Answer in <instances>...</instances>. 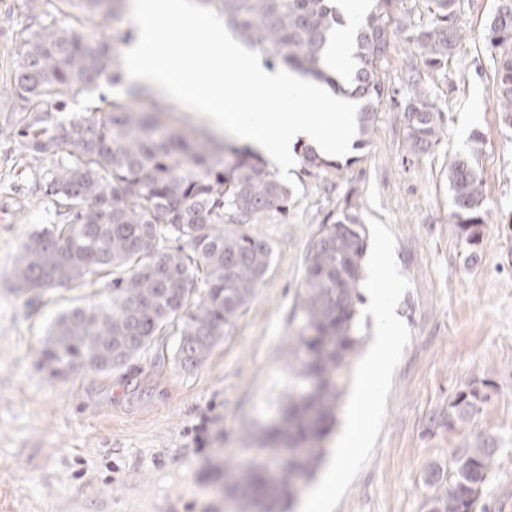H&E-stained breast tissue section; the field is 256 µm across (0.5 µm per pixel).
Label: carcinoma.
I'll return each mask as SVG.
<instances>
[{
	"instance_id": "obj_1",
	"label": "carcinoma",
	"mask_w": 512,
	"mask_h": 512,
	"mask_svg": "<svg viewBox=\"0 0 512 512\" xmlns=\"http://www.w3.org/2000/svg\"><path fill=\"white\" fill-rule=\"evenodd\" d=\"M216 1L224 23L244 42L259 45L269 60H279L307 79L325 82L361 102L359 143L369 141L388 88L381 64L391 26L406 34L409 59L429 69L448 61L461 40V0H430L431 22L416 25L398 15L401 0H372L357 22L348 83L341 85L322 66L334 27L342 18L331 0ZM30 24L15 44L12 89L18 103L7 113L21 156L47 166L32 173V194L52 203L59 222L31 234L11 269L14 287L28 292L76 286L96 275H112L107 299L75 306L51 324L39 365L52 377L80 370L105 372L123 367L161 336H176L175 355L185 368L207 359L229 333L266 274L271 246L235 224H247L269 210H282L288 186L278 181L251 150L216 146L182 133L162 131L154 100L148 112L112 104L78 120L65 116L67 101L121 81L115 43L132 32L93 42L51 19L44 0H24ZM484 40L499 52L495 72L497 110L512 127V0L499 7ZM55 100L42 108L43 98ZM405 111L406 142L425 153L438 143L441 115L429 95L415 89ZM484 139L471 137L466 152L448 171L452 223L463 243L481 244L484 195L474 161ZM364 229L355 213H329L309 244L299 333L291 354L297 376L308 375L305 351L313 356L317 392L304 407L294 393L281 411L297 416L295 435L304 450L296 458L276 446L266 456L234 469L233 491L252 499L262 512L293 495L296 480L320 461L321 444L341 396L338 373L361 341L356 321ZM485 400L481 388L467 385L448 403L443 425L466 422ZM495 451L487 439L460 449L448 469L430 473L437 486L429 512H468L467 483L487 479ZM272 472L276 485L266 483Z\"/></svg>"
}]
</instances>
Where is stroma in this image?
I'll return each mask as SVG.
<instances>
[{"label":"stroma","mask_w":512,"mask_h":512,"mask_svg":"<svg viewBox=\"0 0 512 512\" xmlns=\"http://www.w3.org/2000/svg\"><path fill=\"white\" fill-rule=\"evenodd\" d=\"M497 7L462 0L460 46L434 71H409L405 36L392 33L381 66L389 95L369 142L333 167L297 164L302 197L242 225L271 245V265L229 335L191 369L171 336L108 372L59 379L40 369L50 323L108 290L102 278L35 300L15 290L22 242L56 216L29 195L31 171L0 132V512H76L77 500L102 492L111 512H237L224 497V468L256 455L272 404L294 383L289 348L309 243L348 202L396 236L395 261L411 282L396 314L410 340L374 453L334 512H427L431 470L481 438L496 448L481 503L512 512V127L496 109L498 54L483 38ZM26 24L23 0H0V116L12 109L15 38ZM418 87L441 114L440 140L426 153L406 143L405 106ZM476 132L485 226L472 256L451 222L448 171ZM474 381L486 395L479 411L443 426L449 402Z\"/></svg>","instance_id":"obj_1"}]
</instances>
